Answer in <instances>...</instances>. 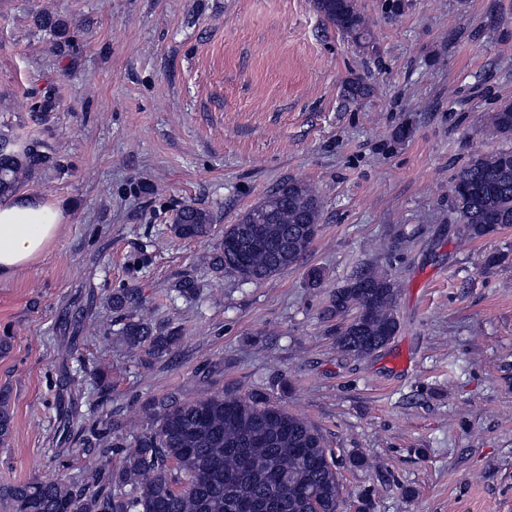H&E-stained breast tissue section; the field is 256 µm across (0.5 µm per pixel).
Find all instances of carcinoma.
I'll return each mask as SVG.
<instances>
[{
  "mask_svg": "<svg viewBox=\"0 0 512 512\" xmlns=\"http://www.w3.org/2000/svg\"><path fill=\"white\" fill-rule=\"evenodd\" d=\"M313 8L356 45L370 46L369 22L356 0H312ZM39 27L60 38L59 51L72 47L67 24L44 12ZM370 86L353 78L344 96L356 101ZM57 107L55 93L34 95L33 116ZM490 133L512 141V102L488 114ZM60 160L33 135L0 130V202L8 201L34 178L57 172ZM451 203L463 224V238L475 241L512 226V147L471 157L451 181ZM323 201L308 183L289 178L224 228L213 265L245 283L260 284L296 267L307 255L304 233L318 230ZM214 216L185 204L170 233L206 241ZM135 289L118 288L109 297L120 316L116 335L140 356L160 357L181 339L178 326L156 327L130 312ZM397 289L388 276L367 269L330 296L327 318H342L336 349L363 359L386 346L399 329ZM13 430L10 392L0 390V443ZM61 443L79 451L96 449L83 479L32 480L0 488L9 512H339L341 484L321 432L267 393L246 396L204 391L192 400L168 394L149 400L136 420H112V413L74 429L65 419ZM132 433V441L126 435ZM121 452L119 468L112 453Z\"/></svg>",
  "mask_w": 512,
  "mask_h": 512,
  "instance_id": "1",
  "label": "carcinoma"
}]
</instances>
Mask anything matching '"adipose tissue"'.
<instances>
[{
    "mask_svg": "<svg viewBox=\"0 0 512 512\" xmlns=\"http://www.w3.org/2000/svg\"><path fill=\"white\" fill-rule=\"evenodd\" d=\"M61 216L41 198L18 196L0 204V275L35 261L57 238Z\"/></svg>",
    "mask_w": 512,
    "mask_h": 512,
    "instance_id": "1",
    "label": "adipose tissue"
}]
</instances>
